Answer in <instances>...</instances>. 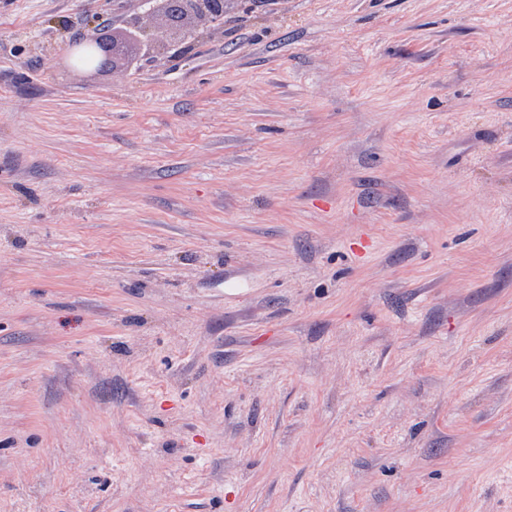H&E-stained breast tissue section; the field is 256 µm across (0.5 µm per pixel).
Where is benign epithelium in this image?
Wrapping results in <instances>:
<instances>
[{
	"label": "benign epithelium",
	"mask_w": 512,
	"mask_h": 512,
	"mask_svg": "<svg viewBox=\"0 0 512 512\" xmlns=\"http://www.w3.org/2000/svg\"><path fill=\"white\" fill-rule=\"evenodd\" d=\"M218 9L211 10L203 0H154L152 8L166 17L164 30L150 33L133 16L126 22L124 32L132 35L140 46L141 55L159 56L167 50L171 39L195 37L205 28L221 27L224 11L248 9L246 0H219ZM125 42L105 32L77 37L68 43L65 65L74 71L105 72L115 68L116 60L124 54Z\"/></svg>",
	"instance_id": "benign-epithelium-1"
}]
</instances>
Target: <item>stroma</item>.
Returning <instances> with one entry per match:
<instances>
[{"label":"stroma","instance_id":"stroma-1","mask_svg":"<svg viewBox=\"0 0 512 512\" xmlns=\"http://www.w3.org/2000/svg\"><path fill=\"white\" fill-rule=\"evenodd\" d=\"M0 0V512H512V0ZM153 9H160L167 24L160 32H147L140 25L139 18L130 17L123 33H131L140 46L141 56H159L167 50L171 39L195 37L204 28L222 27L224 24V4L227 11L247 10L248 1L216 0L217 10L208 9L202 2L207 0H153ZM124 48L125 42L105 32L77 37L68 43L64 63L74 71H113L116 60L124 54ZM86 59L91 62L85 64Z\"/></svg>","mask_w":512,"mask_h":512}]
</instances>
